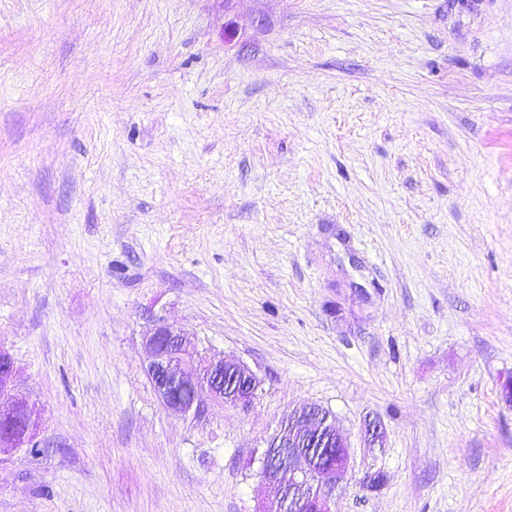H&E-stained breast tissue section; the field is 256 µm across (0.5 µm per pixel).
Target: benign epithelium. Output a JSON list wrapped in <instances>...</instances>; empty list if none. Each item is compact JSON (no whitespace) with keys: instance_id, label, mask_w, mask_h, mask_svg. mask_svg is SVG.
<instances>
[{"instance_id":"1","label":"benign epithelium","mask_w":512,"mask_h":512,"mask_svg":"<svg viewBox=\"0 0 512 512\" xmlns=\"http://www.w3.org/2000/svg\"><path fill=\"white\" fill-rule=\"evenodd\" d=\"M146 371L157 380V396L171 413L200 415L204 408L199 390L205 386L213 399L224 405L246 407L256 397L261 381L245 364L227 358H206L180 328L162 316L153 319L145 337ZM15 362L0 345V395L13 390ZM36 430L33 411L21 396L0 407V450L24 447ZM327 430L336 440L340 458L336 465H316L313 450L304 448L313 436ZM269 444L288 449L279 458L269 450L262 456V484L273 490L276 512H331L330 500L345 481L350 464V446L346 437L313 407L288 413V423Z\"/></svg>"}]
</instances>
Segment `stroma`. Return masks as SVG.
I'll list each match as a JSON object with an SVG mask.
<instances>
[{
  "label": "stroma",
  "instance_id": "stroma-1",
  "mask_svg": "<svg viewBox=\"0 0 512 512\" xmlns=\"http://www.w3.org/2000/svg\"><path fill=\"white\" fill-rule=\"evenodd\" d=\"M160 314L253 402L168 412ZM0 344V512H275L313 404L333 512H512V0H0ZM36 430L33 411L27 400L14 396L6 409L0 406V450H17L24 447ZM325 428L340 449L336 465L327 469L315 464L313 449L301 448ZM272 444L288 448V456H273L269 452ZM261 463L262 484L275 493L276 512H332L331 497L349 470L350 446L334 423L321 418L320 411L314 412L312 406L303 407L288 413V425H283L273 441L268 442Z\"/></svg>",
  "mask_w": 512,
  "mask_h": 512
}]
</instances>
